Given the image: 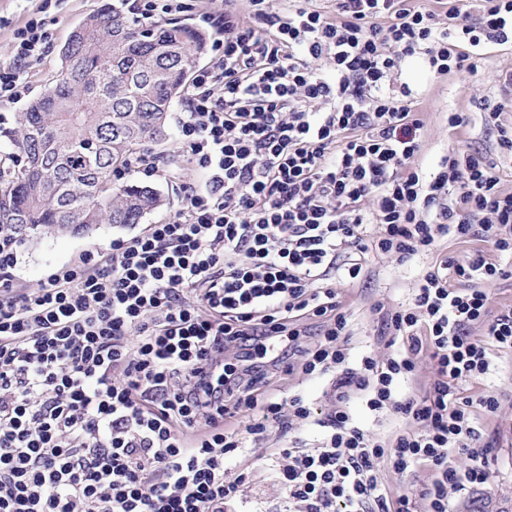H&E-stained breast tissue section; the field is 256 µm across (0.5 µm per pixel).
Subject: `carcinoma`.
<instances>
[{
  "label": "carcinoma",
  "instance_id": "obj_1",
  "mask_svg": "<svg viewBox=\"0 0 512 512\" xmlns=\"http://www.w3.org/2000/svg\"><path fill=\"white\" fill-rule=\"evenodd\" d=\"M206 45L187 23L142 24L124 0H103L70 32L54 80L6 134L20 162H0V225L18 245L139 224L164 205L152 185L112 176L169 138L170 108Z\"/></svg>",
  "mask_w": 512,
  "mask_h": 512
}]
</instances>
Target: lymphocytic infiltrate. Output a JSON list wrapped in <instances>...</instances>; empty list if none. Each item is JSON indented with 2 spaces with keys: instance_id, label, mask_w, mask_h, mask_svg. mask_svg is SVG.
Wrapping results in <instances>:
<instances>
[{
  "instance_id": "f902f5d3",
  "label": "lymphocytic infiltrate",
  "mask_w": 512,
  "mask_h": 512,
  "mask_svg": "<svg viewBox=\"0 0 512 512\" xmlns=\"http://www.w3.org/2000/svg\"><path fill=\"white\" fill-rule=\"evenodd\" d=\"M194 11L211 60L178 139L205 181L182 186L184 207L35 288L17 280L0 227V512H224L273 431L288 440L270 456L284 512H448L450 495L490 485L477 418L499 400L463 387L512 350V310L488 311L489 285L512 276L499 262L512 255V192L480 152L422 171L418 97L399 77L416 56L437 78L476 70L481 48L512 44V0L134 7L146 25ZM54 40L35 17L15 30L1 104L22 98ZM448 235L492 252L423 269L408 305L376 307L386 355L350 362L338 283L367 253L405 261ZM309 320L320 332L305 345ZM424 355L433 382L399 393ZM277 369L328 377V412L269 391ZM358 395L403 428L370 432L350 411ZM306 422L320 446L294 439ZM421 470L430 482L407 493L382 479Z\"/></svg>"
}]
</instances>
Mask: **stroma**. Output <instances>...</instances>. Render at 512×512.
Masks as SVG:
<instances>
[{
  "instance_id": "1",
  "label": "stroma",
  "mask_w": 512,
  "mask_h": 512,
  "mask_svg": "<svg viewBox=\"0 0 512 512\" xmlns=\"http://www.w3.org/2000/svg\"><path fill=\"white\" fill-rule=\"evenodd\" d=\"M101 0H0V56L11 50L15 29L32 13H40L47 27L55 32L56 44H63L72 29L88 15L99 10ZM512 72V47H489L478 62L477 71L454 72L447 80L433 81L420 59L406 60L401 79L420 94L419 110L425 122V146L421 155L424 169L433 170L446 150L459 148L486 154L494 163L495 173L503 189L512 191V159L498 151L500 130L512 128V97L503 94L502 77ZM499 111L496 121L485 118L486 113ZM465 113L468 125L452 127L448 115ZM159 153L171 161L174 180L153 179L165 200V205L150 214L146 222L153 224L166 219L182 205L181 180L203 181L202 172L182 168L175 155V141L159 146ZM142 226H104L89 235L46 237L38 243L20 247L15 273L29 286L46 278L53 270L74 261L83 251L108 245L112 239L141 232ZM486 242L476 238L441 239L430 253L399 262L393 257L367 254L363 272L354 285L346 287V310L350 325L349 348L352 359L367 351L381 354L385 345L379 333L380 325L373 312L375 303L391 306L407 303L423 267L445 257H462L487 250ZM497 393L501 407L497 417L488 422L493 448L488 455L489 490H474L453 498L452 512H512V350L500 353L493 376L465 385L463 393L480 397ZM251 478L243 489V512H281L284 494L274 482L266 461L248 459Z\"/></svg>"
}]
</instances>
